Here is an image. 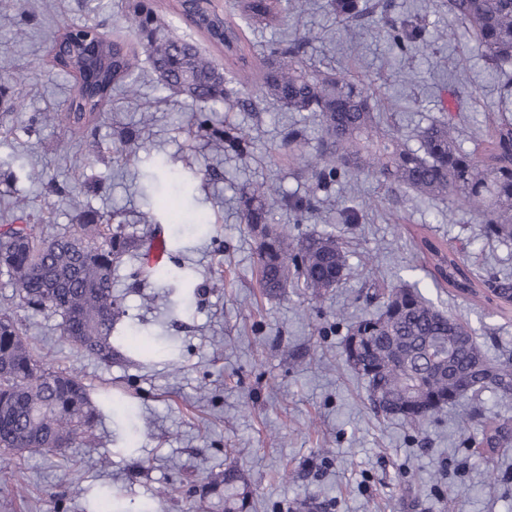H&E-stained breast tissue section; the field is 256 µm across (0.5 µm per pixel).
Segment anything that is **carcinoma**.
<instances>
[{"label": "carcinoma", "instance_id": "carcinoma-1", "mask_svg": "<svg viewBox=\"0 0 512 512\" xmlns=\"http://www.w3.org/2000/svg\"><path fill=\"white\" fill-rule=\"evenodd\" d=\"M125 28L146 53L161 87L184 95L205 112L218 104H242L228 88L224 73L202 54L196 43L160 34L153 0H129ZM369 0H328L333 14L352 23ZM178 14L224 57L261 79L263 93L290 112H312L320 137L313 153L295 160L311 174L308 193L283 194L260 185L243 199L242 223L256 232L258 285L270 294L296 281L317 299L347 274V254L335 237H309L293 244L288 233L268 221L265 199L278 196L299 217L316 211L317 194L338 178L366 172L389 187L412 190L423 199L443 197L465 205L484 224V232L512 242V118L493 120L478 152L461 150L454 127L434 120L419 133L414 149L399 141L384 124L372 95L359 82L336 73L305 69L301 57L311 32L298 33L272 56L250 57L239 30L210 8L209 0H175ZM247 19L270 23L283 19L282 0H243ZM448 13L473 31L477 50L512 97V0H447ZM386 36L402 50L426 44L425 26L399 17L385 20ZM52 66L73 74L77 85L66 100L64 119L82 133L88 153H121L130 138L113 144L99 140L104 106L117 88L135 94L140 58L120 39L100 36L93 26L66 32L58 42ZM209 135L224 150L243 153L249 135L238 128H212ZM50 193L70 202L79 231L44 237L28 222L0 229V268L9 273L19 303L60 317L62 338L77 351L105 366L119 355L122 336L114 335L124 311L112 291V273L124 258L143 247L112 216L82 209L68 186L52 183ZM426 258L432 282L458 295L484 300L498 308L512 306V278L489 273L476 276L455 251L432 240L425 231L415 236ZM171 270L138 266L134 282L167 278ZM377 310L361 317L343 340L346 363L377 395L373 409L397 417L415 430L444 407H456L485 391L512 396V358L492 362L472 330L425 298L415 285L402 284L371 294ZM100 407L78 375L44 363L22 336L11 309H0V454L15 458L26 452L65 448L91 432Z\"/></svg>", "mask_w": 512, "mask_h": 512}]
</instances>
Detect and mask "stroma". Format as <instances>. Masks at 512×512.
I'll return each mask as SVG.
<instances>
[{"label": "stroma", "mask_w": 512, "mask_h": 512, "mask_svg": "<svg viewBox=\"0 0 512 512\" xmlns=\"http://www.w3.org/2000/svg\"><path fill=\"white\" fill-rule=\"evenodd\" d=\"M0 0V225L27 215L45 234L74 230L73 211L46 189L70 185L86 208L113 215L135 237L172 236L173 277L137 284L130 263L113 274L126 315L116 331L121 356L104 366L77 354L60 319L17 309L15 318L37 354L81 376L92 398L109 393L132 403L141 429L131 438L121 408H107L89 438L68 448L3 463L0 512H96L111 498L114 512H512V449L482 443L491 422L512 427V396H484L461 424L444 410L422 431L371 410L364 381L345 363L342 341L351 323L373 310L368 290L418 283L440 310L468 321L491 360L512 353V311L434 287L411 233L458 251L466 265L512 276V242L486 237L459 202L391 191L373 176L340 179L320 194L312 219L297 221L282 204L271 221L291 238L331 234L344 242L348 274L321 300L296 285L265 295L255 275V236L241 222L240 198L254 184L274 182L304 192L307 172L289 165V128L309 126L308 112L281 109L248 77L212 50L230 88L257 108L201 115L189 99L147 76L136 96L113 93L98 132H134L122 154L87 155L63 118L72 76L54 69L51 50L64 31L99 26L109 36L124 25L125 0L98 13L85 0ZM301 15L246 27L249 51L269 53L296 30L317 32L303 48L307 65L369 88L412 138L432 119L460 128L463 149L488 133L487 113L501 105L499 84L464 25L441 0H392L393 15L421 19L428 48L403 52L382 32L381 12L340 21L327 0H298ZM150 113L141 125L142 113ZM237 127L247 153L224 152L198 127ZM174 172L188 194L161 199L157 183ZM202 215L198 231L174 234V213ZM235 471L233 482L224 474Z\"/></svg>", "instance_id": "1"}]
</instances>
